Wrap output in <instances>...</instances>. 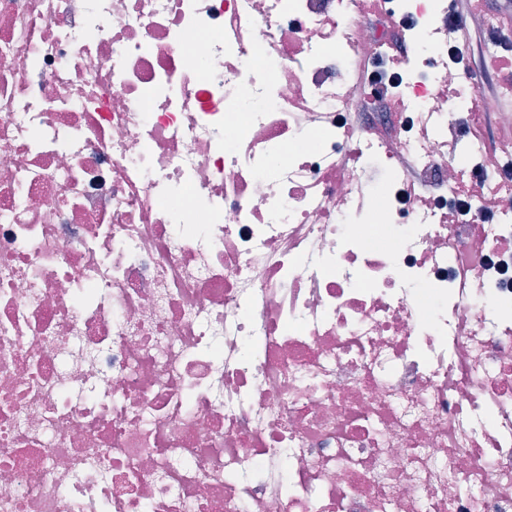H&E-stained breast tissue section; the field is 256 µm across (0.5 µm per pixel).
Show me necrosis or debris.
<instances>
[{
    "instance_id": "obj_1",
    "label": "necrosis or debris",
    "mask_w": 512,
    "mask_h": 512,
    "mask_svg": "<svg viewBox=\"0 0 512 512\" xmlns=\"http://www.w3.org/2000/svg\"><path fill=\"white\" fill-rule=\"evenodd\" d=\"M366 13L0 0V512H512V182L448 148L483 74L427 25L393 133L345 124ZM475 160L490 223L414 193Z\"/></svg>"
}]
</instances>
